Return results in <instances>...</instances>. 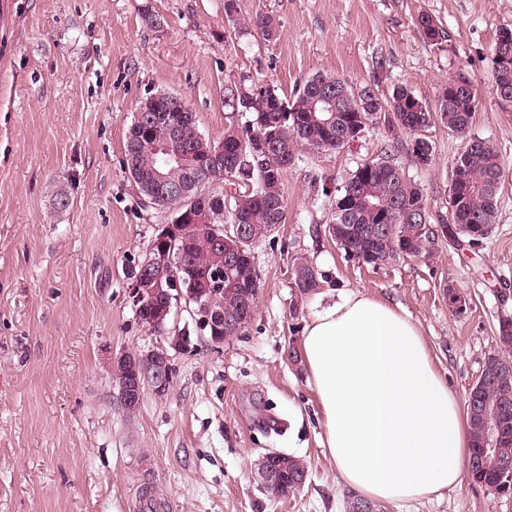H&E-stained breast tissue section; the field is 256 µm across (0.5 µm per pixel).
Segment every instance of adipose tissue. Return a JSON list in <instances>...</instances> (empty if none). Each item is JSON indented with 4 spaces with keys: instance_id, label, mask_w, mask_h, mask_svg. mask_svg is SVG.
<instances>
[{
    "instance_id": "1",
    "label": "adipose tissue",
    "mask_w": 512,
    "mask_h": 512,
    "mask_svg": "<svg viewBox=\"0 0 512 512\" xmlns=\"http://www.w3.org/2000/svg\"><path fill=\"white\" fill-rule=\"evenodd\" d=\"M302 351L325 445L347 487L409 502L462 481L468 421L409 316L346 292L310 321Z\"/></svg>"
}]
</instances>
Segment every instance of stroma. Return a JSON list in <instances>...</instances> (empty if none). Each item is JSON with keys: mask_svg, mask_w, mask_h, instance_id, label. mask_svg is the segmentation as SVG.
Instances as JSON below:
<instances>
[{"mask_svg": "<svg viewBox=\"0 0 512 512\" xmlns=\"http://www.w3.org/2000/svg\"><path fill=\"white\" fill-rule=\"evenodd\" d=\"M242 16L273 15L276 36L232 34L224 0H0V512H345L351 490L322 446L317 396L300 359L315 312L343 291L405 310L458 400L497 354L512 317V112L492 89V48L512 28V0H238ZM427 14L445 36L427 41ZM384 71H377V62ZM477 84L472 131L496 144L504 167L496 225L483 245L439 235L431 257L374 269L322 235L330 192L394 144L424 189L431 223L448 220V190L463 143L442 123L426 131L430 165L411 138L381 125L337 151L298 148L284 175L285 221L253 249L261 277L251 324L221 348L195 338L172 349L139 322L128 296L133 262L172 213L142 206L123 167L141 101L168 93L218 140L249 120L224 105L230 84L292 96L315 74L378 80L435 103L458 70ZM66 194L67 208L57 205ZM310 260L320 286L304 296L293 269ZM468 300L448 305L447 288ZM168 351L166 395L145 391L138 411L117 405L110 361ZM304 459L305 485L285 498L259 485L267 450ZM377 512H512L463 478L442 498L380 502Z\"/></svg>", "mask_w": 512, "mask_h": 512, "instance_id": "stroma-1", "label": "stroma"}]
</instances>
